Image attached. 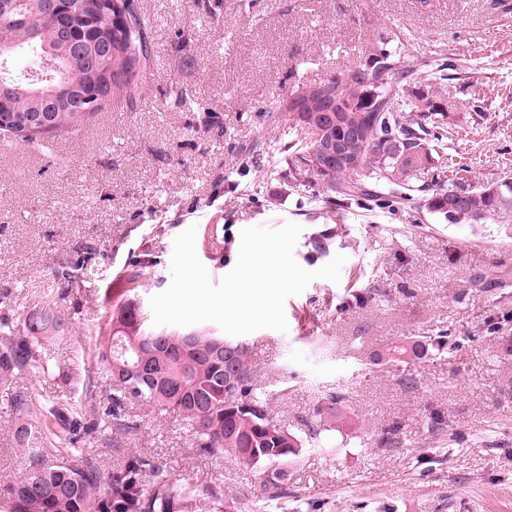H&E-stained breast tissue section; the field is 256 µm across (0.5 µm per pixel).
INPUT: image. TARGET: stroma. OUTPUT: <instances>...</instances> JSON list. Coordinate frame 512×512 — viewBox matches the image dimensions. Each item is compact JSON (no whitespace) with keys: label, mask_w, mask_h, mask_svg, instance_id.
Instances as JSON below:
<instances>
[{"label":"stroma","mask_w":512,"mask_h":512,"mask_svg":"<svg viewBox=\"0 0 512 512\" xmlns=\"http://www.w3.org/2000/svg\"><path fill=\"white\" fill-rule=\"evenodd\" d=\"M138 0L151 24L150 79L142 100L114 92L76 128L32 143L0 138V294L25 314L54 308L70 333L48 355L71 385L28 374L15 392L32 399L110 406L112 382L93 352L109 315L105 297L141 306L170 284L175 237L196 226V252L212 283L235 265L242 229L301 226L296 261L314 270L344 255L339 282L312 281L285 302L287 331L246 334L269 416L291 430L315 422L330 394H346L350 439L306 447L288 461L283 488L262 487L255 468L196 450L174 412L145 415L133 433L84 435L72 465L105 473L135 452L151 455L181 487L218 485L226 498L269 512H512V234L472 231L396 203L332 204L317 178L285 173L279 128L258 132V106L293 87L363 61L385 35L411 54L447 61L448 147L420 177L456 171L469 188L512 178V0ZM193 42L176 48L179 30ZM179 80L224 127L190 131L193 115L163 106ZM264 135L259 170L238 145ZM325 239L320 254L309 245ZM97 249L78 284L55 276L80 245ZM152 265L146 287L129 274ZM449 334L400 365L377 355L403 338ZM16 414L0 392V502L22 478L29 452L13 439ZM394 437L396 447L384 445Z\"/></svg>","instance_id":"1"}]
</instances>
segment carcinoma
<instances>
[{"mask_svg":"<svg viewBox=\"0 0 512 512\" xmlns=\"http://www.w3.org/2000/svg\"><path fill=\"white\" fill-rule=\"evenodd\" d=\"M77 36L86 43L112 40V64L96 65L90 59L70 62L67 73L73 96H93L92 111L112 89L121 88L130 101L141 97L146 82L150 43L148 22L136 0H102L96 15L74 18ZM43 38L32 40L22 24L0 20V44L28 49L30 66L38 74L51 75L54 81L31 83L25 74L10 65H0V81L10 87L0 104V135L31 143L42 132L28 134L24 123L38 113L49 118L51 130L68 129L81 122L87 112L63 108L51 94L60 73L42 64L57 54L55 23L42 24ZM445 64L430 58L418 59L393 48L380 38L369 44L364 62L353 69L327 78L339 91L340 109L374 114L365 126L364 142L351 145L360 160L325 172L311 162L317 143L327 133H335L327 117L326 100L306 97V84L294 87L287 102L299 111L262 105L256 112L261 127L288 129L289 176L297 183L313 174L334 199L340 202L376 201L387 198L425 211L448 224H467L481 228L487 224L512 223V181L501 179L477 185L458 194L454 185L431 189L412 181V172L427 167L433 154L444 148L448 128L443 122L445 97L442 85L448 80ZM425 85L428 93L415 88ZM415 98L412 110L400 112L394 99L400 93ZM164 104L195 113L192 130L199 134H223L212 113L196 101L184 84L170 82L164 91ZM96 255L91 245L78 248L75 258L59 266L57 277L68 284L80 278ZM71 331L68 317L52 310H34L18 315L0 301V390H10L21 374L50 376L67 385L70 377L45 355L47 346ZM203 339L214 336L206 328L168 329L149 323L136 299L126 296L112 305L106 336L97 349V360L104 364L112 380L110 425L115 431L138 427L129 406L146 408L151 413L175 411L181 414L194 435L195 447L205 453L224 452L254 467L265 466V483L278 486L287 481L282 462L299 454L308 445L327 440L336 423L348 422L343 414L345 397L332 395L326 415L329 421L309 427L299 434L269 418L267 395L258 391L257 375L251 364V349L243 340H233L230 356L186 350V336ZM448 350L456 349L448 337L431 341ZM429 344V345H431ZM426 340L403 339L390 344L377 359L405 363L421 358L429 350ZM144 354L148 380L122 378L126 367ZM11 404L20 422L15 442L26 447L34 439L72 454L75 431L82 424V408L53 399L34 401L16 393ZM7 512H236L235 501L224 499L220 487L189 488L174 491V484L154 458L142 453L128 456L123 467L110 474L94 464L73 467L63 458L50 462L36 451L29 456L26 476L9 486Z\"/></svg>","mask_w":512,"mask_h":512,"instance_id":"1","label":"carcinoma"}]
</instances>
